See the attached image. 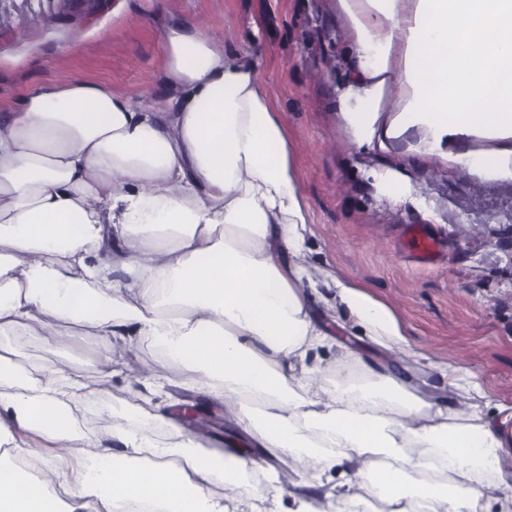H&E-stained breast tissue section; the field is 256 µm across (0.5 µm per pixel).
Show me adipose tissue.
Instances as JSON below:
<instances>
[{
    "label": "adipose tissue",
    "mask_w": 512,
    "mask_h": 512,
    "mask_svg": "<svg viewBox=\"0 0 512 512\" xmlns=\"http://www.w3.org/2000/svg\"><path fill=\"white\" fill-rule=\"evenodd\" d=\"M337 17L349 66L332 106L357 145L416 126L427 152L446 135L512 139V0H337ZM160 39L164 96L50 83L0 119V335L150 341L163 361L136 376L145 396L113 403L175 441L119 425L122 451L103 447L78 425L96 392L83 373L0 356V512H278L274 486L243 487L248 451H202L162 411L172 387L223 407L235 436L268 450L271 478L281 464L310 473L290 492L296 512L512 503L489 422L338 339L344 321L379 348L407 344L365 285L311 280L310 211L259 55L180 18Z\"/></svg>",
    "instance_id": "ef3b65f1"
}]
</instances>
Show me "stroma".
<instances>
[{
    "label": "stroma",
    "mask_w": 512,
    "mask_h": 512,
    "mask_svg": "<svg viewBox=\"0 0 512 512\" xmlns=\"http://www.w3.org/2000/svg\"><path fill=\"white\" fill-rule=\"evenodd\" d=\"M47 0L24 9L20 37H0V114L12 111L32 88L47 83L97 81L133 96L160 94V28L172 17L198 22L226 44L262 59L270 98L283 112L299 188L313 219L314 269L365 284L388 304L420 363L402 364L363 342L355 347L371 362L391 364L397 378L440 405H468L435 366L448 362L476 373L486 396L482 418L504 444L503 467L512 473V181L481 175L468 165L449 167L418 152L422 129L388 139L383 151L357 148L331 107L333 80L347 64L336 28V0H103L83 12L48 23ZM258 28V41L248 39ZM382 166L406 175L414 202L395 205L367 171ZM423 227L436 241L433 260H418L409 231ZM106 345L86 338L76 347L40 339L0 337V355L38 372L81 370L99 392L81 425L110 444L117 422L113 397L127 389V367L147 371L158 352L138 342L126 351L127 367L104 379L89 359ZM170 407H198L185 433L206 451L224 449V414L197 393L170 389Z\"/></svg>",
    "instance_id": "35a3bbf8"
}]
</instances>
